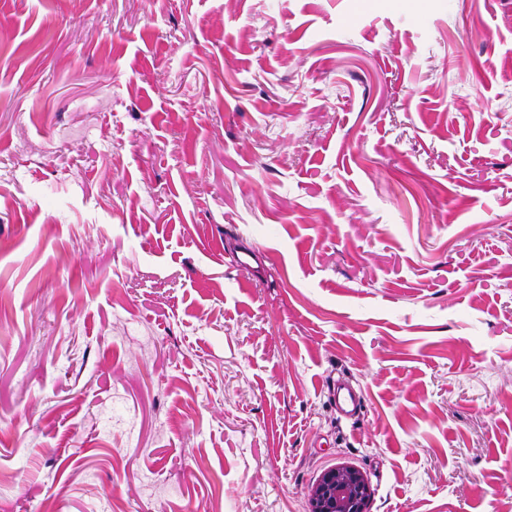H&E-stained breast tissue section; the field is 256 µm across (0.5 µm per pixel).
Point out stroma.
<instances>
[{
    "label": "stroma",
    "instance_id": "stroma-1",
    "mask_svg": "<svg viewBox=\"0 0 512 512\" xmlns=\"http://www.w3.org/2000/svg\"><path fill=\"white\" fill-rule=\"evenodd\" d=\"M340 462L512 512V0H0V512ZM336 404L346 416H353L361 407V396L355 389L336 384Z\"/></svg>",
    "mask_w": 512,
    "mask_h": 512
}]
</instances>
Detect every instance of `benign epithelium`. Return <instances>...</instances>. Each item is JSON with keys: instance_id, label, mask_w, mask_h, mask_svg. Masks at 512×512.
Segmentation results:
<instances>
[{"instance_id": "obj_1", "label": "benign epithelium", "mask_w": 512, "mask_h": 512, "mask_svg": "<svg viewBox=\"0 0 512 512\" xmlns=\"http://www.w3.org/2000/svg\"><path fill=\"white\" fill-rule=\"evenodd\" d=\"M372 497L368 476L341 463L324 470L311 485L308 512H369Z\"/></svg>"}]
</instances>
